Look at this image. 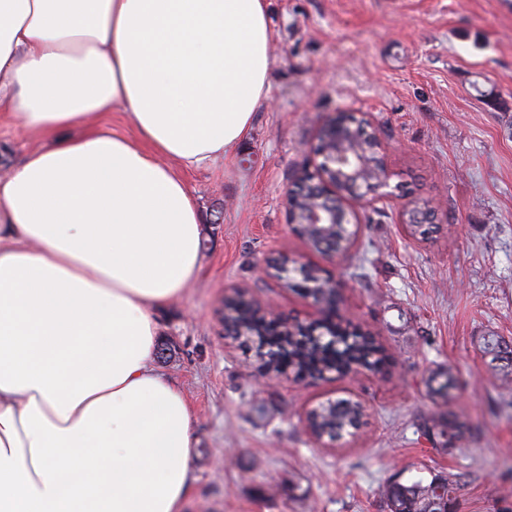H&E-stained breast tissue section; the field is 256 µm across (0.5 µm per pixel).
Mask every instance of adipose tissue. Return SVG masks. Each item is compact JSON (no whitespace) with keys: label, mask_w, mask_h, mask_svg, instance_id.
Wrapping results in <instances>:
<instances>
[{"label":"adipose tissue","mask_w":512,"mask_h":512,"mask_svg":"<svg viewBox=\"0 0 512 512\" xmlns=\"http://www.w3.org/2000/svg\"><path fill=\"white\" fill-rule=\"evenodd\" d=\"M270 36L266 0H0V112L45 140L0 181V512H185L193 414L157 310L201 218L166 161L245 141Z\"/></svg>","instance_id":"1"}]
</instances>
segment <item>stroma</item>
Returning <instances> with one entry per match:
<instances>
[{
    "mask_svg": "<svg viewBox=\"0 0 512 512\" xmlns=\"http://www.w3.org/2000/svg\"><path fill=\"white\" fill-rule=\"evenodd\" d=\"M267 97L247 139L214 165L172 167L196 199L200 269L158 312L159 372L194 414L186 512H386L382 490L416 473L460 483L455 512H512V383L480 345L512 341V0H268ZM366 114L383 145L391 195L353 203L358 241L344 256L312 250L288 222L286 192L316 173L325 120ZM40 144L0 112V179ZM427 200L437 229L403 228ZM288 254L334 277L343 317L386 344L384 373L273 381L224 334L226 295L242 290L274 313L319 319L312 300L264 275ZM453 366L455 399L427 394ZM365 402L355 437L318 443L308 409ZM263 403L264 420L251 408ZM453 411L470 430L447 452L422 419Z\"/></svg>",
    "mask_w": 512,
    "mask_h": 512,
    "instance_id": "1",
    "label": "stroma"
}]
</instances>
